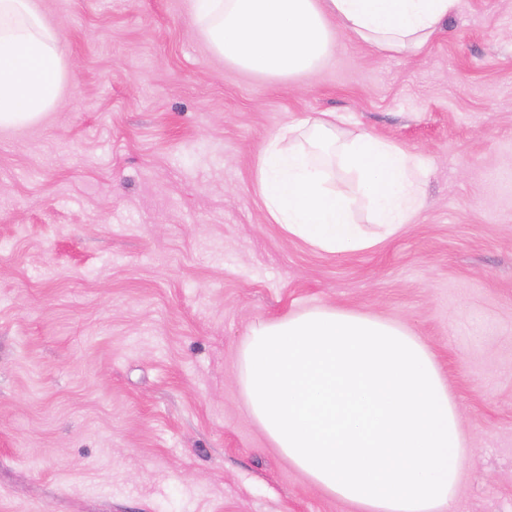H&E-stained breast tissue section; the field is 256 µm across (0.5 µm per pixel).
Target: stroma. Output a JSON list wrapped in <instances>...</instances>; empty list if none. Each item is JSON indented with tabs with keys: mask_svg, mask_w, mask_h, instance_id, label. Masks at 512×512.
<instances>
[{
	"mask_svg": "<svg viewBox=\"0 0 512 512\" xmlns=\"http://www.w3.org/2000/svg\"><path fill=\"white\" fill-rule=\"evenodd\" d=\"M54 108L0 129V512H353L249 416V326L332 305L415 330L474 453L457 512H512V0H462L416 55L337 34L311 74L215 56L191 0H33ZM420 153L425 206L336 256L270 223L288 120Z\"/></svg>",
	"mask_w": 512,
	"mask_h": 512,
	"instance_id": "obj_1",
	"label": "stroma"
}]
</instances>
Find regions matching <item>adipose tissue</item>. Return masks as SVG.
<instances>
[{
    "label": "adipose tissue",
    "instance_id": "ef3b65f1",
    "mask_svg": "<svg viewBox=\"0 0 512 512\" xmlns=\"http://www.w3.org/2000/svg\"><path fill=\"white\" fill-rule=\"evenodd\" d=\"M461 0H194L216 55L282 79L314 71L337 33L411 56ZM65 81L61 37L31 0H0V128L34 122ZM322 112L289 121L256 169L268 218L339 256L375 248L425 205L423 158L343 129ZM378 225L379 233L365 230ZM238 381L272 447L354 512H455L471 464L458 404L429 347L406 325L335 306L252 324Z\"/></svg>",
    "mask_w": 512,
    "mask_h": 512
}]
</instances>
